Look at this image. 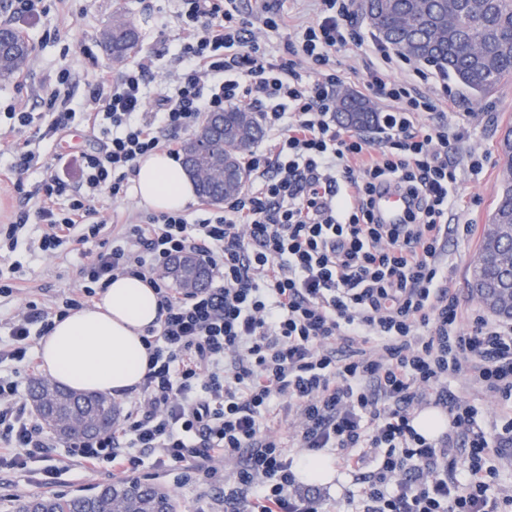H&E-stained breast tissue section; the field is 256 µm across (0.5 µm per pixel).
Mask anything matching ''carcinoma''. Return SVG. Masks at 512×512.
Masks as SVG:
<instances>
[{"label":"carcinoma","mask_w":512,"mask_h":512,"mask_svg":"<svg viewBox=\"0 0 512 512\" xmlns=\"http://www.w3.org/2000/svg\"><path fill=\"white\" fill-rule=\"evenodd\" d=\"M368 26L382 42L395 47L407 59L420 58L448 74L458 86L482 100L504 80L512 78V0H361ZM0 52V82L13 79L26 65L30 45L21 35ZM108 56L120 61L138 50V33L133 22L118 12L100 34ZM339 118L352 128L373 127L370 103L356 93L341 101ZM205 152L196 137L182 145L184 166L196 180L198 195L214 203L232 199L244 187L247 170L234 158L232 171L214 172L205 182L197 181L196 168L220 158L228 142L249 147L260 138L261 126L255 113L231 106L210 117L203 126ZM503 171L502 185L489 214L484 236L476 254L478 263L469 270V286L488 306L486 286H506L512 281V128L503 134L498 147ZM182 290L204 287L209 273L191 256L184 258L173 275ZM31 397L42 418L61 417L66 425L63 437L81 440L105 432L116 422L112 400L101 393L65 390L47 381L31 387ZM165 505L175 509L173 496L154 486L122 480L91 495L68 498L38 496L19 506L18 512H155Z\"/></svg>","instance_id":"1"}]
</instances>
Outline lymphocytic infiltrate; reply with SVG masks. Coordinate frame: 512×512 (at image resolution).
Here are the masks:
<instances>
[{
	"label": "lymphocytic infiltrate",
	"instance_id": "f902f5d3",
	"mask_svg": "<svg viewBox=\"0 0 512 512\" xmlns=\"http://www.w3.org/2000/svg\"><path fill=\"white\" fill-rule=\"evenodd\" d=\"M177 2L176 67L164 79L149 56L116 73L101 66L76 104L64 68L40 98L50 123L36 128L31 113L7 109L10 130L33 127L42 142L63 140L84 119L101 146L48 162L24 141L10 151L9 175L41 171V204L0 224V250L36 227L47 256L76 243L98 251L76 287L10 314L0 363L34 375V349L56 320L91 306L113 278L137 275L154 288L161 317L143 337L148 371L124 398L123 422L70 442L69 460L136 475L147 450L155 467L195 483L223 478L224 512H321L296 481L295 447L336 455L358 486L351 512H512L497 466L512 447V323L478 314L462 325L448 281V239L473 227L448 221L457 204L448 151L461 134L438 114L447 85L423 70L411 81L393 76L400 62L356 28L355 0H316L296 30L273 0L257 11L241 0ZM280 30L289 38L274 56L262 35ZM351 42L379 59L362 76L367 96L386 106L375 143L336 122L332 53ZM233 104L256 113L268 140L245 159L248 188L194 219L138 214L104 239L99 196L123 197L142 157L177 156L203 114ZM425 112L436 121L419 123ZM385 186L411 197L404 223L376 219ZM188 253L211 281L180 295L165 269ZM452 380L493 398L502 417L481 426ZM427 405L447 413V432H418L414 415ZM0 437L20 470L51 445L21 381L2 374Z\"/></svg>",
	"mask_w": 512,
	"mask_h": 512
}]
</instances>
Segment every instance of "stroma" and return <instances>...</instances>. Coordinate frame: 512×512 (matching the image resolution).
<instances>
[{
  "instance_id": "stroma-1",
  "label": "stroma",
  "mask_w": 512,
  "mask_h": 512,
  "mask_svg": "<svg viewBox=\"0 0 512 512\" xmlns=\"http://www.w3.org/2000/svg\"><path fill=\"white\" fill-rule=\"evenodd\" d=\"M46 4L48 11L40 20L21 27L32 47L27 67L13 81L0 82V103L33 113L35 124L44 125L50 120L37 100L61 68H68L72 73L74 99H81L86 84L93 81L95 71L81 54V46L90 47L99 63L110 64V57L99 45V37L115 11H122L134 22L140 33L141 49L154 53L157 71L163 74L173 69L172 49L179 33L174 0H46ZM333 58L344 87L362 92L361 75L366 66L374 62L371 50L364 45L350 44L337 49ZM442 110L448 115L450 127L464 130L463 138L448 154L458 171V181L453 187L458 205L449 213L448 221L484 226L500 183L498 142L506 128H512V82L478 103L456 84H449L448 101ZM474 154L485 157L482 169L476 172L469 167V158ZM480 240V234L476 233L453 237L448 242V276L458 291L462 318L466 321L473 313L485 309L467 285L468 269ZM96 252L94 245H84L65 262L31 249L27 242H20L15 252L0 256V264L20 263L25 291L0 300V315L9 316L29 299L49 301L74 286L82 266L91 262ZM137 479L170 492L177 503V512H204L207 501L224 495V482L220 479L202 489L191 483H180L176 475L148 466ZM112 481L107 470L89 471L74 466L53 484L46 485L39 473L24 474L1 465L0 512H16L21 500L34 496L89 495Z\"/></svg>"
}]
</instances>
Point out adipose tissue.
I'll return each instance as SVG.
<instances>
[{"mask_svg": "<svg viewBox=\"0 0 512 512\" xmlns=\"http://www.w3.org/2000/svg\"><path fill=\"white\" fill-rule=\"evenodd\" d=\"M134 190L156 211H179L194 197V182L183 164L166 152L140 159ZM159 324L157 296L136 275L113 280L92 308L70 312L43 337L37 355L45 374L78 391L118 395L139 385L148 367L142 341Z\"/></svg>", "mask_w": 512, "mask_h": 512, "instance_id": "adipose-tissue-1", "label": "adipose tissue"}]
</instances>
